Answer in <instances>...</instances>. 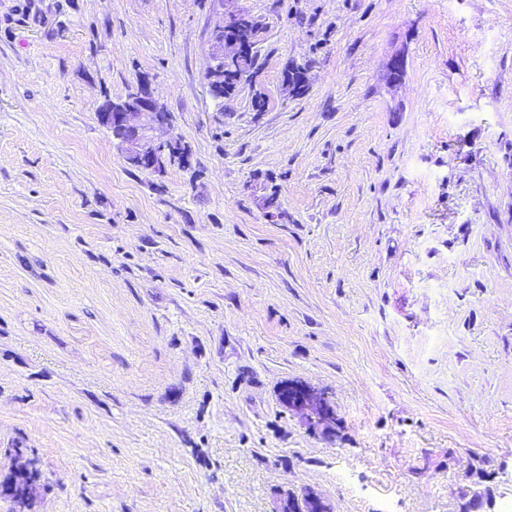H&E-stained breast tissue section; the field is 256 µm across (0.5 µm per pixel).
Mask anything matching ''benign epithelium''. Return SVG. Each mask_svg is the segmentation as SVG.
<instances>
[{"mask_svg":"<svg viewBox=\"0 0 512 512\" xmlns=\"http://www.w3.org/2000/svg\"><path fill=\"white\" fill-rule=\"evenodd\" d=\"M247 21V17L234 12L224 15L213 28L211 34V74L214 81L210 91L217 99L224 98L222 82L224 74L236 69L237 56L252 54L255 42L243 37L238 39L230 32H238ZM405 69L404 57L393 55L387 64V79L391 83L401 80ZM99 119L109 130L118 133V140L126 162L153 172H162L169 156L177 152L181 142L176 140L160 141L146 145L150 140L149 132L167 124L168 114L153 97L150 87L141 83L131 92L130 98L122 105L105 107L99 112ZM281 404L303 414L308 425L314 429L335 420V412L328 396L313 387L299 382L285 384L280 392ZM36 467L32 458L16 463L11 472L0 479V496L5 495L20 505L19 512H28L38 492V484L33 481L32 473ZM281 512H329L324 501L313 494H307L302 500L293 497L281 508Z\"/></svg>","mask_w":512,"mask_h":512,"instance_id":"1","label":"benign epithelium"}]
</instances>
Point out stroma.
I'll use <instances>...</instances> for the list:
<instances>
[{"label": "stroma", "mask_w": 512, "mask_h": 512, "mask_svg": "<svg viewBox=\"0 0 512 512\" xmlns=\"http://www.w3.org/2000/svg\"><path fill=\"white\" fill-rule=\"evenodd\" d=\"M229 10L259 72L222 100ZM143 81L190 155L160 174L98 117ZM18 448L32 512H504L512 0H0L1 475ZM248 18L242 14L228 12L224 15V18L220 20L213 28L211 34V74L215 80L210 84V91L212 95L217 99H222L224 96H228L234 94L237 90L238 86L236 83L231 82L227 83L224 87V92L222 90V82L224 80V71L225 74H230L236 69V61L239 55L245 54H253L250 62L249 69L252 70V76L256 74V60H257V52L253 53L256 43L251 39L243 37L241 39H237L236 36H231L229 33L233 31L234 33H238V28H243ZM235 24L232 27H228L229 24ZM225 25V34L228 36L227 42L233 44L235 46L236 54L228 55L224 59V41L218 39L217 36L222 35L223 28ZM280 402L289 410L301 412L313 429L328 422L335 424V412L329 398L318 389L299 382H289L281 389ZM280 512H329V510L320 497L306 494L302 499L301 505L297 499L289 497Z\"/></svg>", "instance_id": "stroma-1"}]
</instances>
